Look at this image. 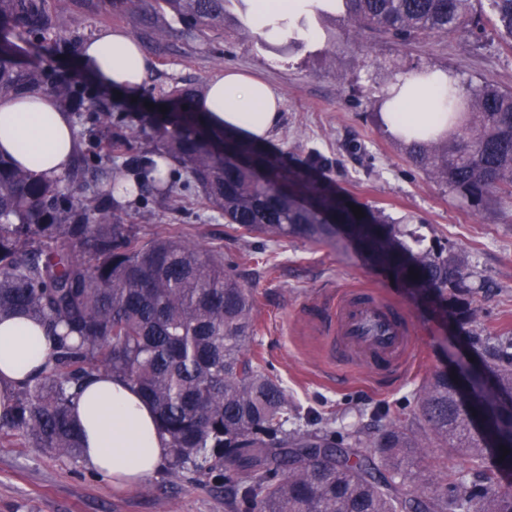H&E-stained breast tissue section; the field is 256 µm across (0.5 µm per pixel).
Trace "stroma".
Wrapping results in <instances>:
<instances>
[{"instance_id":"1","label":"stroma","mask_w":512,"mask_h":512,"mask_svg":"<svg viewBox=\"0 0 512 512\" xmlns=\"http://www.w3.org/2000/svg\"><path fill=\"white\" fill-rule=\"evenodd\" d=\"M300 17L312 36L294 44L284 36L262 35L241 0H227L223 30L206 37L172 33L162 51L144 43L153 67L140 93L133 100L113 99L124 114L131 153L148 150L144 133L162 104V91L176 84L204 88L228 68L262 78L284 98L269 147L292 164L320 155V175L354 204L446 242L466 271L459 294L471 304L470 320L459 324L410 294L348 241L333 246L241 236L197 192L177 205L147 198L121 219L149 236L180 233L199 247L221 249L225 268L256 299L257 330L249 347L261 354L292 402L343 433L355 426L376 430L393 416L408 424L425 380L435 371L453 370L463 356H475L470 336L493 341L512 331V204L492 198L474 206L430 179L409 161L406 141L383 126L379 106L398 77L428 70L446 71L461 85L489 82L512 90V43L491 22L475 37L403 45L359 31L334 12L304 11ZM55 24L64 39L52 51L55 66L83 83L88 77L78 69L66 37L76 31L91 39L116 27L140 35L136 20L113 16L106 0L71 6ZM353 286L379 291L405 315L428 355L425 368L397 381L374 379L358 366L337 381L311 324L322 298ZM466 466L465 455L434 440L427 441L417 462L432 481ZM0 512H224V494L161 472L119 490L84 463L6 444L0 445Z\"/></svg>"}]
</instances>
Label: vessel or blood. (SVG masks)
Returning <instances> with one entry per match:
<instances>
[{
  "instance_id": "b4317fda",
  "label": "vessel or blood",
  "mask_w": 512,
  "mask_h": 512,
  "mask_svg": "<svg viewBox=\"0 0 512 512\" xmlns=\"http://www.w3.org/2000/svg\"><path fill=\"white\" fill-rule=\"evenodd\" d=\"M317 333L328 359L342 369L363 365L373 374L399 377L425 363L407 318L373 290L329 298Z\"/></svg>"
}]
</instances>
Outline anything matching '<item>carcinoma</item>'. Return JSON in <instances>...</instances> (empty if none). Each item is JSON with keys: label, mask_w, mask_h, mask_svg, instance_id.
Here are the masks:
<instances>
[{"label": "carcinoma", "mask_w": 512, "mask_h": 512, "mask_svg": "<svg viewBox=\"0 0 512 512\" xmlns=\"http://www.w3.org/2000/svg\"><path fill=\"white\" fill-rule=\"evenodd\" d=\"M74 0H0V99L49 93L73 112L92 108L89 135L63 175L37 176L0 156V315L41 322L54 343L41 374L26 381L0 414V441L81 458L72 407L88 380L112 374L152 405L168 439L167 472L224 489L225 512H512V340L473 343L494 365V381L471 382L466 407L454 379L433 373L421 387L415 427L392 419L375 433L344 435L325 425L288 428L295 407L279 379L247 345L255 296L224 269L221 251L175 234L146 237L121 222L119 198L149 194L171 201L190 188L245 236L298 237L333 245L338 232L411 292L453 310L466 273L442 242L391 224L380 211L350 204L310 169L290 166L266 145L208 126L195 109L199 91L169 94L156 120L155 150L98 181L102 139L112 111L79 82L49 66L16 61L20 39L38 49L57 38L54 15ZM361 30L404 44L483 29L474 0H336ZM512 37V0H490ZM112 14L136 16L158 40V14L188 34L224 29V0H109ZM448 134L412 136L410 161L473 204L512 201V91L491 84L448 90ZM173 163L191 180L177 185ZM418 273L414 277L410 272ZM421 430L461 448L477 479L450 471L430 487L410 462L423 454ZM509 450L503 454L502 448Z\"/></svg>", "instance_id": "cac0c4a2"}]
</instances>
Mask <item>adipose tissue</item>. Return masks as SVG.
Here are the masks:
<instances>
[{
	"label": "adipose tissue",
	"mask_w": 512,
	"mask_h": 512,
	"mask_svg": "<svg viewBox=\"0 0 512 512\" xmlns=\"http://www.w3.org/2000/svg\"><path fill=\"white\" fill-rule=\"evenodd\" d=\"M82 70L108 89L142 85L151 61L126 32L111 30L84 43ZM453 75L425 71L395 81L388 90L396 110L389 130L438 134L448 127V90ZM282 98L266 82L227 69L210 79L197 111L217 127L267 141L281 116ZM76 134L68 112L50 95L0 100V153L38 175L59 176L74 153ZM52 341L44 326L22 316L0 318V412L13 401L20 383L49 362ZM73 419L82 439V456L95 474L125 487L141 483L166 460L169 448L152 406L124 380L100 375L88 381L74 403Z\"/></svg>",
	"instance_id": "obj_1"
}]
</instances>
